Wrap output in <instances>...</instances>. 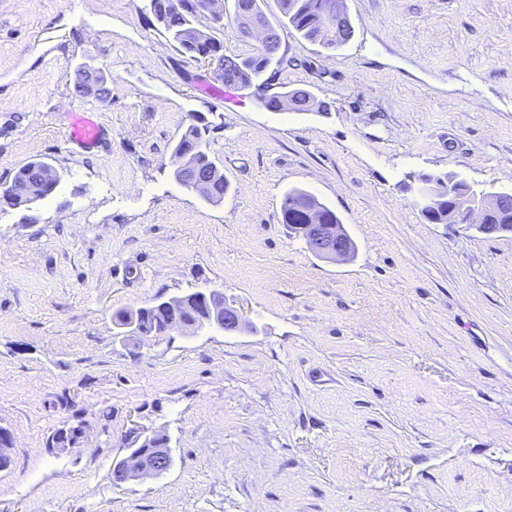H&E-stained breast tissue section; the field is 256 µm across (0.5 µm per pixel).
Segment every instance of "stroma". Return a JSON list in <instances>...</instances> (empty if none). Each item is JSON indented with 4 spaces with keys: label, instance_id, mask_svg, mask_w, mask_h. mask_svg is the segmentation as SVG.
Masks as SVG:
<instances>
[{
    "label": "stroma",
    "instance_id": "stroma-1",
    "mask_svg": "<svg viewBox=\"0 0 512 512\" xmlns=\"http://www.w3.org/2000/svg\"><path fill=\"white\" fill-rule=\"evenodd\" d=\"M342 48L279 30L271 91L216 96L145 0H0V184L36 159L52 199L0 206V512H512V236L431 224L404 184L448 171L512 191V0H343ZM98 59L110 95L72 91ZM94 111L98 150L68 147ZM230 188L173 177L198 120ZM311 191L358 250L318 257L280 203ZM219 287L249 329L141 348L113 322ZM82 447L51 450L63 423ZM165 431L157 479L114 484L132 428ZM93 112H72L65 128V141L80 149L93 150L101 146L107 129L94 119Z\"/></svg>",
    "mask_w": 512,
    "mask_h": 512
}]
</instances>
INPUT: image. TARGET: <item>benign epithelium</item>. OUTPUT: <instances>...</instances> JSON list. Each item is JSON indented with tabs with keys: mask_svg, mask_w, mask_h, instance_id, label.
Returning <instances> with one entry per match:
<instances>
[{
	"mask_svg": "<svg viewBox=\"0 0 512 512\" xmlns=\"http://www.w3.org/2000/svg\"><path fill=\"white\" fill-rule=\"evenodd\" d=\"M261 36L267 54L275 57L279 48L274 45L269 33L259 30L257 24H246L242 34ZM414 204L417 208L428 207L433 202L435 191L432 184L413 181ZM512 200V192H488L477 199L462 197L448 210V223L464 225L478 233L491 236L512 235V224H487L485 217L492 211L505 208ZM294 233L302 236L310 249L320 258L346 262L351 259L352 246L342 224H295ZM198 302L206 309V315L199 320H187L174 315L169 320L164 334L191 330L199 333L208 325L226 332H239L247 327L241 310L224 299L221 288L198 291ZM85 432L65 422L51 439V446L66 450L79 448L84 442ZM124 454L112 462V478L118 484H131L161 476L170 470L171 451L167 442L155 441V434L133 429L125 439ZM12 439L9 432L0 428V467H8L11 458Z\"/></svg>",
	"mask_w": 512,
	"mask_h": 512,
	"instance_id": "1",
	"label": "benign epithelium"
}]
</instances>
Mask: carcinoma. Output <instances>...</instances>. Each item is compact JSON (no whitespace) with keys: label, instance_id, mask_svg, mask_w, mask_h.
Segmentation results:
<instances>
[{"label":"carcinoma","instance_id":"obj_1","mask_svg":"<svg viewBox=\"0 0 512 512\" xmlns=\"http://www.w3.org/2000/svg\"><path fill=\"white\" fill-rule=\"evenodd\" d=\"M147 8L153 14L157 23L168 35V39L178 45L180 51L193 58H203L224 63L229 56L224 54V44L216 36V31L224 28V23L211 19V25L203 27L200 18L204 12L200 9L201 0H146ZM265 0H235V23L244 18V11H249V17L256 19L263 28L278 37L276 25L267 17L263 5ZM280 7V21L292 28L304 39L322 46L334 45L340 48L353 36L348 31L347 36H340V31L327 16L326 9L336 0H277ZM234 66L232 74L224 77V81L232 82L241 87L256 86L261 91L262 106L273 112H325L327 105L316 101L308 91L292 89L282 92L268 93L267 83L261 80L262 75L271 64L265 47L258 48L256 54L244 58L232 59ZM94 81L101 86L100 97L109 94L106 87L107 77L97 69L93 72L83 69L78 64L73 72V89L75 94L82 95V86ZM213 127L202 121L190 124L175 143L172 155L183 160L185 168L173 173L176 181L187 191H194V184L187 179V172L199 171L211 179V186L200 193L207 203L218 206L224 202V195L229 189V183L224 172L217 166L210 154V137ZM51 166L45 160H35L27 163L15 174L13 181H24L30 185L25 195L14 193L12 186L0 184V202L12 207L31 209L39 202L47 199L57 188L60 178L51 180L41 178L40 172ZM435 206L428 209V222L438 224L448 223V192L437 191ZM281 221L286 225L305 224L311 218L325 224H339L341 219L336 212L320 202L310 192L294 188L283 194L280 204ZM119 326H138L144 332L156 333L162 330L172 315L167 309L158 304H146L135 310H119L114 314Z\"/></svg>","mask_w":512,"mask_h":512}]
</instances>
